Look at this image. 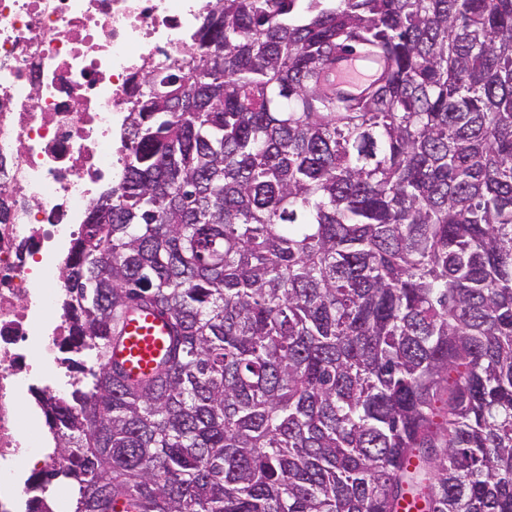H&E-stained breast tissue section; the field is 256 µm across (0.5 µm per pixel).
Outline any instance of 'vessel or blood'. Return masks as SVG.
Instances as JSON below:
<instances>
[{"label":"vessel or blood","instance_id":"vessel-or-blood-1","mask_svg":"<svg viewBox=\"0 0 512 512\" xmlns=\"http://www.w3.org/2000/svg\"><path fill=\"white\" fill-rule=\"evenodd\" d=\"M380 66V61L349 55L331 69L329 83L336 90L355 94L373 73L379 71ZM167 336V327L161 317L141 311L126 321L124 339L115 350L114 359L131 377L146 376L164 354Z\"/></svg>","mask_w":512,"mask_h":512}]
</instances>
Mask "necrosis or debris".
<instances>
[{"mask_svg": "<svg viewBox=\"0 0 512 512\" xmlns=\"http://www.w3.org/2000/svg\"><path fill=\"white\" fill-rule=\"evenodd\" d=\"M206 0H0V512L36 508L27 460L61 395L70 326L49 319L55 273L92 203L122 180L120 130L140 77L196 30Z\"/></svg>", "mask_w": 512, "mask_h": 512, "instance_id": "1", "label": "necrosis or debris"}]
</instances>
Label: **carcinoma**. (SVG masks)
Returning a JSON list of instances; mask_svg holds the SVG:
<instances>
[{"label": "carcinoma", "instance_id": "cac0c4a2", "mask_svg": "<svg viewBox=\"0 0 512 512\" xmlns=\"http://www.w3.org/2000/svg\"><path fill=\"white\" fill-rule=\"evenodd\" d=\"M383 62L354 95L326 71ZM62 270L72 512H512V0H208ZM169 325L146 379L126 315Z\"/></svg>", "mask_w": 512, "mask_h": 512}]
</instances>
